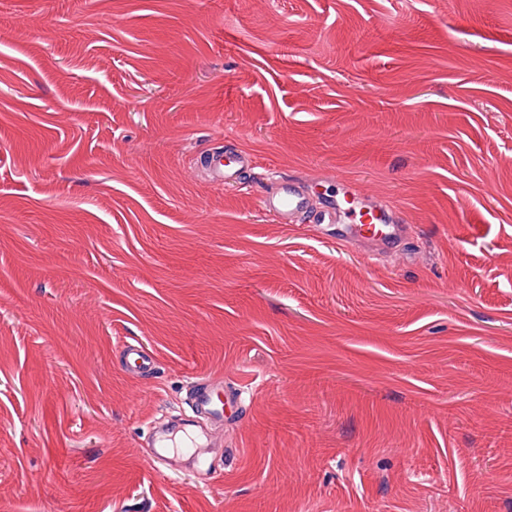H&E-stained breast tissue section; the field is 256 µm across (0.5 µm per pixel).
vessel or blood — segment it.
<instances>
[{
	"instance_id": "vessel-or-blood-1",
	"label": "vessel or blood",
	"mask_w": 512,
	"mask_h": 512,
	"mask_svg": "<svg viewBox=\"0 0 512 512\" xmlns=\"http://www.w3.org/2000/svg\"><path fill=\"white\" fill-rule=\"evenodd\" d=\"M203 166L210 180L218 185L238 177L240 171L252 164L245 151L207 153ZM349 202L323 203L319 221L323 224H343L346 238L393 251L400 248L408 236L407 225L402 224L395 210L382 201L373 199L352 188ZM265 210L277 217L279 223L293 224L307 218L313 201L309 191L298 181L280 178L272 181L263 192ZM121 357L125 368L133 375L146 376L155 368L156 358L142 344H125ZM191 408L198 415L214 424L237 416L242 396L238 389L225 387L222 379L210 378L196 383L188 391Z\"/></svg>"
}]
</instances>
